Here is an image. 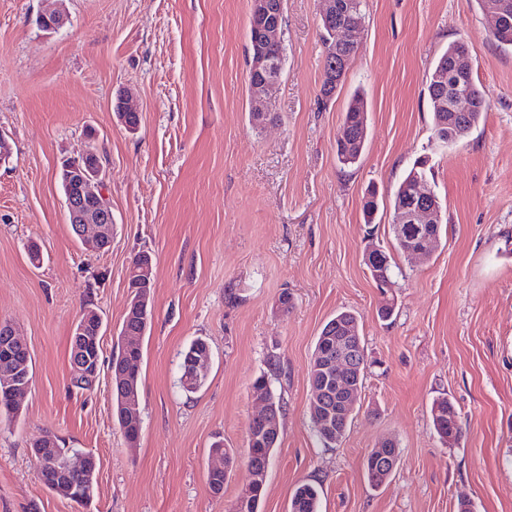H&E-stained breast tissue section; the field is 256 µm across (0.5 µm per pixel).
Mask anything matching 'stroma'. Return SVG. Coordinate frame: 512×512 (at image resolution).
Returning <instances> with one entry per match:
<instances>
[{"label": "stroma", "mask_w": 512, "mask_h": 512, "mask_svg": "<svg viewBox=\"0 0 512 512\" xmlns=\"http://www.w3.org/2000/svg\"><path fill=\"white\" fill-rule=\"evenodd\" d=\"M59 5L68 24L41 31L38 14ZM250 7L0 0V136L10 147L0 162V321L27 343L33 377L20 418L0 425V512H228L248 472L238 465L213 496L210 445L245 451L252 383L264 371L286 410L260 512H289L305 482L319 488L320 512H457L462 499L473 512H512V48L494 41L478 0H364L358 52L324 102L315 0H285L274 119L256 128ZM459 38L491 109L447 149L433 137L427 86ZM126 92L140 110L133 134L115 111ZM357 92L367 143L360 164L344 168L336 141ZM91 146L114 219L103 252L73 234L60 181L62 161ZM418 160L443 207L426 259L395 253L392 230L393 193ZM370 189L379 209L368 224ZM372 244L393 255L391 290L376 287L363 261ZM142 250L154 258V288L132 447L108 372L93 390L73 385L69 342L82 308L98 309L110 364ZM341 310L359 320L368 368L351 425L327 447L310 422L308 371L322 327ZM198 337L211 358L204 386L188 395L181 353ZM438 397L457 408L458 443L443 444L433 427ZM48 432L96 458L87 504L41 483L30 446ZM384 438L396 442L398 463L375 489L364 461Z\"/></svg>", "instance_id": "obj_1"}]
</instances>
